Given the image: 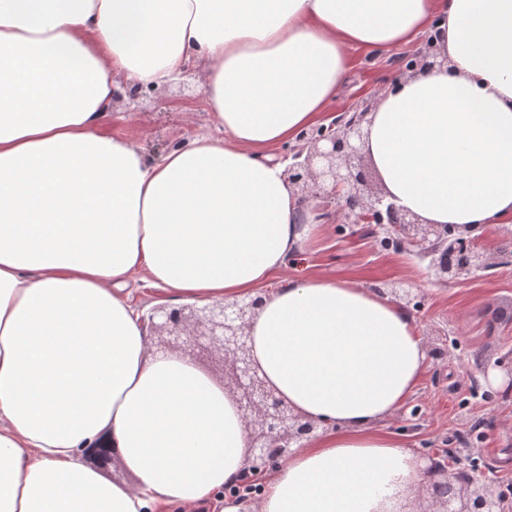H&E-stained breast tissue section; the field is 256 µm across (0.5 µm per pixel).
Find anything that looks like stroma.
Wrapping results in <instances>:
<instances>
[{
	"label": "stroma",
	"instance_id": "1",
	"mask_svg": "<svg viewBox=\"0 0 512 512\" xmlns=\"http://www.w3.org/2000/svg\"><path fill=\"white\" fill-rule=\"evenodd\" d=\"M353 68L330 105L341 112L360 97L389 85L398 67L391 53L352 52ZM108 129L146 144L150 159L193 138L214 134L196 76L159 88L121 94L112 103ZM299 274L347 279L383 289L403 280L419 306L414 315L434 344L456 339L449 355L430 361L406 410H419L421 428L404 439L421 457L457 455L458 466L478 464L493 477V487L512 496V392L474 394L483 360L512 364V263L501 264L471 282L444 286L413 253H398L378 240L355 233L353 225L324 224L317 243L297 260ZM467 438L473 455L456 454L452 436Z\"/></svg>",
	"mask_w": 512,
	"mask_h": 512
}]
</instances>
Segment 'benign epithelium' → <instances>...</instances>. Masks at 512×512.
Wrapping results in <instances>:
<instances>
[{
	"mask_svg": "<svg viewBox=\"0 0 512 512\" xmlns=\"http://www.w3.org/2000/svg\"><path fill=\"white\" fill-rule=\"evenodd\" d=\"M438 64L432 44L425 43L398 70L393 81L408 73L425 72ZM369 97L354 112L331 116L328 124L299 134L288 153V181L322 199V209L335 204L341 224H367L373 234L399 251L417 252L428 269L446 284H459L492 269V257L481 246L482 235L464 232L453 224H425L384 192L366 191L362 167L363 124L372 111ZM261 297L216 302L200 308L159 306L150 316L153 334L185 337L192 350L223 352L236 386V402L252 437V460L241 480L251 483L266 467L288 459L291 449L312 436L317 425L294 412L256 368L249 345V329ZM99 466L112 460V441L100 438L82 449ZM433 497L428 512H505L508 497L489 488L487 474L469 469L448 473V461L431 458L426 469Z\"/></svg>",
	"mask_w": 512,
	"mask_h": 512,
	"instance_id": "obj_1",
	"label": "benign epithelium"
}]
</instances>
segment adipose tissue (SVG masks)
<instances>
[{"label": "adipose tissue", "mask_w": 512, "mask_h": 512, "mask_svg": "<svg viewBox=\"0 0 512 512\" xmlns=\"http://www.w3.org/2000/svg\"><path fill=\"white\" fill-rule=\"evenodd\" d=\"M431 35L444 66L378 94L362 151L429 224L512 223V0H0V512H422L427 461L380 429L428 365L396 301L287 276L324 219L275 147L319 125L357 47ZM200 79L216 136L149 159L104 128L121 85ZM166 300L258 296L253 361L318 421L256 494L234 396L151 353ZM111 435L134 485L84 465ZM140 291L136 294L134 303L135 305L140 309L144 310L147 314L150 313V310L157 305H167L170 307H180V306H190V305H196L190 302H182V303H176V302H168V303H159L158 300L160 299L158 293L153 290L151 286L140 283Z\"/></svg>", "instance_id": "adipose-tissue-1"}]
</instances>
